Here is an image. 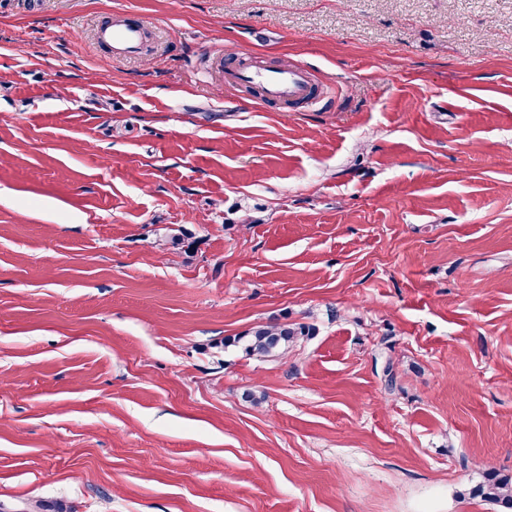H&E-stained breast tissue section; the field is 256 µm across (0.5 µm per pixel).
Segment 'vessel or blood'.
Listing matches in <instances>:
<instances>
[{"instance_id": "vessel-or-blood-1", "label": "vessel or blood", "mask_w": 512, "mask_h": 512, "mask_svg": "<svg viewBox=\"0 0 512 512\" xmlns=\"http://www.w3.org/2000/svg\"><path fill=\"white\" fill-rule=\"evenodd\" d=\"M145 27V20L133 16L119 26L110 23L101 25L97 39L114 58H132L141 52ZM232 78L240 85L256 84L263 87L267 99L275 103H295L311 97L312 79L301 68H263L245 63L233 73Z\"/></svg>"}]
</instances>
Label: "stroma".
Listing matches in <instances>:
<instances>
[{
    "label": "stroma",
    "instance_id": "obj_1",
    "mask_svg": "<svg viewBox=\"0 0 512 512\" xmlns=\"http://www.w3.org/2000/svg\"><path fill=\"white\" fill-rule=\"evenodd\" d=\"M270 321L308 333L225 347ZM490 472L512 0H0V512H498ZM145 27V20L132 16L121 26H115L112 22L101 25L97 31V40L116 59L136 57L141 53ZM232 79L240 85L256 84L264 89V95L275 103H295L312 100V79L302 69L289 66L263 68L243 63L232 74ZM305 326H289L288 323L268 322L258 324L241 336L224 341L226 346H238L247 356L275 357L285 354L296 336H304Z\"/></svg>",
    "mask_w": 512,
    "mask_h": 512
}]
</instances>
